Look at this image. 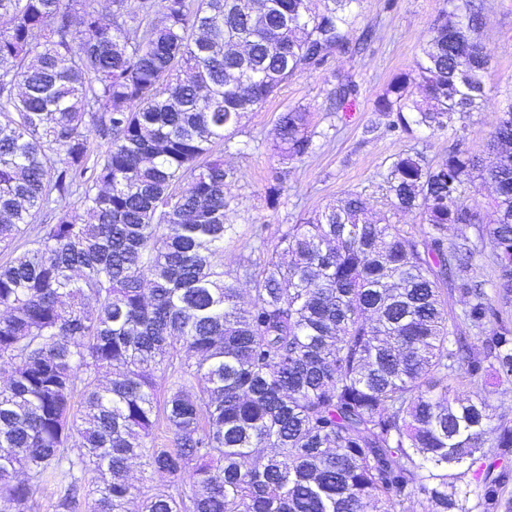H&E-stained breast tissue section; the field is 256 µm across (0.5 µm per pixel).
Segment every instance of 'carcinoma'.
<instances>
[{"label":"carcinoma","mask_w":512,"mask_h":512,"mask_svg":"<svg viewBox=\"0 0 512 512\" xmlns=\"http://www.w3.org/2000/svg\"><path fill=\"white\" fill-rule=\"evenodd\" d=\"M363 3L111 0L106 21L97 0H0V512L49 483L56 512H406L417 494L423 512H499L512 421L481 386L512 385V325L489 327L512 306V104L491 166L458 143L436 165L395 157L391 207L422 234L363 220L351 192L224 269L234 172L214 145L347 49ZM485 23L481 0H444L374 111L405 132L480 111ZM310 125L280 115L282 159L313 152ZM477 178L496 222L450 241L482 223ZM486 242L494 298L471 275ZM133 459L173 484L135 487Z\"/></svg>","instance_id":"cac0c4a2"}]
</instances>
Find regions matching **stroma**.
<instances>
[{"mask_svg": "<svg viewBox=\"0 0 512 512\" xmlns=\"http://www.w3.org/2000/svg\"><path fill=\"white\" fill-rule=\"evenodd\" d=\"M484 7L487 23L479 38L493 61L492 89L482 111L456 129L404 132L374 110L387 84L410 71L443 0H365L347 33L349 50H329L322 66L297 72L242 118L224 151V165L235 173L225 186L233 226L224 238L225 267H234L257 240L274 246L286 225L345 192H360L373 212H389L386 174L399 153L418 152L436 164L457 142L471 153L484 152L498 111L512 100V0H484ZM342 77L357 91L339 102L335 91ZM294 107L312 116L315 150L287 163L274 150V129L281 113ZM276 186L282 192L274 198L270 190Z\"/></svg>", "mask_w": 512, "mask_h": 512, "instance_id": "1", "label": "stroma"}]
</instances>
